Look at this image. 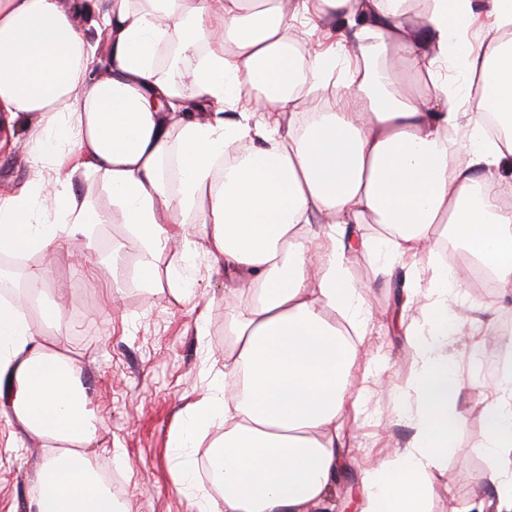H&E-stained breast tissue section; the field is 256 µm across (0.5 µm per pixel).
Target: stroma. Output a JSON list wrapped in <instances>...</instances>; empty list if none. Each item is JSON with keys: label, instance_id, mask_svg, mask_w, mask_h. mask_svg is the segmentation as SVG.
Here are the masks:
<instances>
[{"label": "stroma", "instance_id": "obj_1", "mask_svg": "<svg viewBox=\"0 0 512 512\" xmlns=\"http://www.w3.org/2000/svg\"><path fill=\"white\" fill-rule=\"evenodd\" d=\"M38 152L32 127L0 126V198L54 180L51 165L40 162ZM72 192L107 221L49 248L38 264L48 270L46 299L63 313V352L80 366L87 408L102 424L87 456L94 470L121 473L129 512H194L189 492L174 483L171 443L188 419L189 405L224 380V316L231 307L224 298V271L211 261L204 239H197L190 252L173 242L157 261L159 286L146 289L136 271L140 243L113 204L105 179L92 172L77 175ZM385 260L381 250L349 261L368 319L350 381L367 387L368 399L352 427V452L340 470L335 512H357L365 462L393 455L412 436L399 413L413 372L399 319L421 320L423 307H400L404 275L398 269L393 277L382 276ZM173 268L185 274L196 302L183 300L167 284ZM448 303L467 316L468 336L448 346V358L464 378L457 406L467 423L433 474L430 510L470 512L474 503L492 496L478 477L489 465L481 451L487 430L482 408L492 399L486 385L498 369L494 361L473 362L471 350L481 346L487 354L498 353L486 328L512 322V287L482 296L466 282ZM41 455V440L0 414V512H33V474Z\"/></svg>", "mask_w": 512, "mask_h": 512}]
</instances>
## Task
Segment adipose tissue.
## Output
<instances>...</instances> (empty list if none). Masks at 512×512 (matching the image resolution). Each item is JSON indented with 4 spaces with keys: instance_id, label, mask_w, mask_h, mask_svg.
Returning a JSON list of instances; mask_svg holds the SVG:
<instances>
[{
    "instance_id": "1",
    "label": "adipose tissue",
    "mask_w": 512,
    "mask_h": 512,
    "mask_svg": "<svg viewBox=\"0 0 512 512\" xmlns=\"http://www.w3.org/2000/svg\"><path fill=\"white\" fill-rule=\"evenodd\" d=\"M108 49L96 57L81 10L59 0H0V115L38 130L58 172L0 200V252H44L104 217L70 193L77 173L100 174L142 244L138 270L154 284L165 245L202 236L237 301L224 323L225 390L202 395L174 436L192 447L218 427L207 457L210 489L197 512H307L324 506L350 445L347 420L367 400L348 380L367 319L347 256L373 253L351 232L373 222L388 260L415 269L450 231L512 284V207L499 201V168L512 165V0H426L414 26L407 0H94ZM342 26L338 45L299 52L297 23ZM176 49L196 89L185 96L162 53ZM357 66L354 90L337 95V59ZM461 63L467 85L448 76ZM107 70L97 77V66ZM427 73L423 94L402 75ZM331 101L302 126L283 128L298 95ZM262 108L224 119L227 102ZM494 116L507 137L491 135ZM246 156L220 167L226 145ZM176 158L179 185L161 165ZM54 220L35 223L39 206ZM458 275L412 289L422 323L405 336L414 372L403 416L412 439L364 473L359 512H429L431 474L466 423L463 378L448 340L463 322L448 307ZM483 411L480 482L495 512H512V336ZM80 369L60 344L40 343L19 305L0 303V408L45 442L35 512H122L89 465L99 429L86 409Z\"/></svg>"
}]
</instances>
